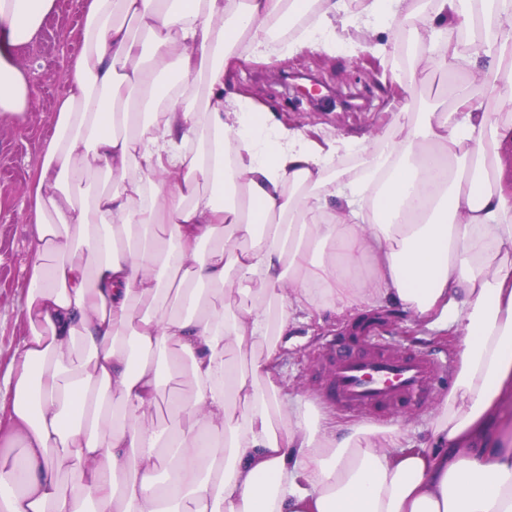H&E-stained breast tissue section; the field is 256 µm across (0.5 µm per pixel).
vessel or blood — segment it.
Segmentation results:
<instances>
[{
    "instance_id": "1",
    "label": "vessel or blood",
    "mask_w": 512,
    "mask_h": 512,
    "mask_svg": "<svg viewBox=\"0 0 512 512\" xmlns=\"http://www.w3.org/2000/svg\"><path fill=\"white\" fill-rule=\"evenodd\" d=\"M324 399L367 421L427 405L439 389V359L388 346L379 332L335 338L321 354Z\"/></svg>"
}]
</instances>
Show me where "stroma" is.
<instances>
[{
	"label": "stroma",
	"instance_id": "35a3bbf8",
	"mask_svg": "<svg viewBox=\"0 0 512 512\" xmlns=\"http://www.w3.org/2000/svg\"><path fill=\"white\" fill-rule=\"evenodd\" d=\"M83 0H55L52 10L27 44L13 47V63L27 77L30 97L24 120L0 117V378L4 377L26 329L21 318L27 275L25 267L34 226L28 218V182L40 162L42 142L54 128L59 99L65 92L70 60L83 47ZM400 17L377 27L367 45H342L335 52L304 49L267 63L242 60L225 80V88L251 96L273 114L276 122L306 131L315 140L332 136L351 144L384 145L391 130L390 114L406 109L416 115L450 101L452 84L439 70L415 68L412 60L420 45L413 40L417 19ZM389 46L387 54L377 45ZM308 71L343 94L360 95L362 107L346 110L333 105H284L289 93L281 72ZM380 320L403 348H425L446 355L456 369V343L447 333L415 322L394 302L368 308L350 317L324 312L322 321H303L283 337L280 375L286 389L300 395L310 410L339 423L353 422L352 414L319 403L312 379L316 354L322 343L339 330H352L367 318Z\"/></svg>",
	"mask_w": 512,
	"mask_h": 512
}]
</instances>
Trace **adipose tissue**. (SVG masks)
I'll return each mask as SVG.
<instances>
[{"label":"adipose tissue","mask_w":512,"mask_h":512,"mask_svg":"<svg viewBox=\"0 0 512 512\" xmlns=\"http://www.w3.org/2000/svg\"><path fill=\"white\" fill-rule=\"evenodd\" d=\"M418 44L448 77L484 70L512 100V0H432ZM54 0H0L11 45ZM421 0H84L54 132L28 189L36 226L5 378L0 512H512V441L473 447L512 392V189L490 147L512 117L465 86L361 168L224 91L245 58L363 45ZM300 19L303 35L274 37ZM495 28L470 52L459 32ZM168 74L160 85V74ZM200 98L197 111L185 104ZM0 53V116L27 109ZM324 258H316L318 248ZM371 260L368 280L351 273ZM241 295L244 303L226 306ZM398 302L459 338L425 436L312 419L285 394L280 342L325 310ZM190 358L172 427L157 359Z\"/></svg>","instance_id":"adipose-tissue-1"}]
</instances>
